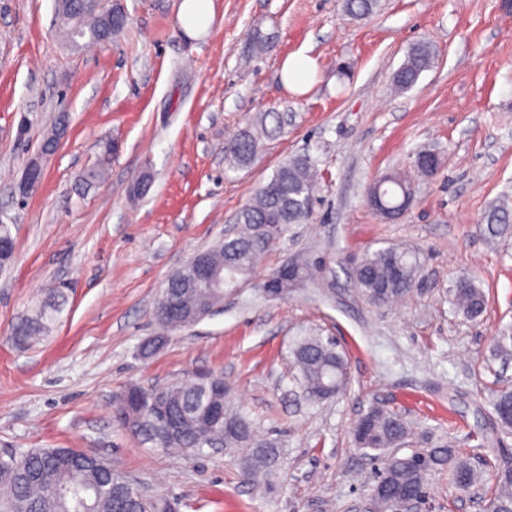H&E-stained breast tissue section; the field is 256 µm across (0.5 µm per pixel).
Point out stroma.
Returning <instances> with one entry per match:
<instances>
[{
    "label": "stroma",
    "mask_w": 512,
    "mask_h": 512,
    "mask_svg": "<svg viewBox=\"0 0 512 512\" xmlns=\"http://www.w3.org/2000/svg\"><path fill=\"white\" fill-rule=\"evenodd\" d=\"M182 0H124V31L71 49L55 0H0V222L14 255L0 268V451L80 448L106 456L145 494L179 512H368L375 471L351 426L378 402L400 410L411 434L400 454L440 444L476 468L512 465V433H493L492 395L512 388V362L490 353L512 327V230L482 218L512 190V0H379L358 20L343 0H212L195 33ZM262 35V48L252 38ZM435 53L410 90L392 77L415 43ZM315 59L317 80L288 91L286 57ZM266 112L280 113L246 167L224 145ZM66 120L42 183L21 196L25 168ZM117 143L105 180H80L102 142ZM419 149L441 166L414 183V201L387 220L368 189L407 169ZM316 163L311 223L295 225L222 310L158 335L154 305L168 276L223 238L231 216L288 157ZM152 184L131 188L142 175ZM393 246L420 256L418 293L376 306L353 273L365 253ZM318 275L287 296L262 288L298 258ZM474 279L487 298L478 319L450 291ZM70 286L59 323L39 342L11 331L50 282ZM336 337L350 385L312 405L295 380L293 337ZM215 372L232 405L279 438L283 455L264 481L240 475V452L195 457L143 446L112 419L129 385L148 388ZM490 483L428 479L427 512H488Z\"/></svg>",
    "instance_id": "1"
}]
</instances>
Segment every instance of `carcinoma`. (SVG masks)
<instances>
[{"mask_svg":"<svg viewBox=\"0 0 512 512\" xmlns=\"http://www.w3.org/2000/svg\"><path fill=\"white\" fill-rule=\"evenodd\" d=\"M377 0H344L346 12L354 18L371 15ZM109 5L95 0H58L56 11L63 25V37L72 47L80 41L99 42L100 32L106 37L119 34L127 20L119 14L109 15ZM434 54L426 44L412 46L396 71V89L408 90L433 62ZM280 128L275 112L261 115L256 123L243 129L224 145L226 160L238 166L249 165L259 153L263 138L271 131L267 120ZM109 162L97 161L82 175L92 184L102 180ZM381 194L393 202L411 187L408 176L400 171L380 177ZM317 186L315 163L308 155H297L282 163L273 176L261 185L251 200L236 214L238 231L206 249L212 263L224 269V285L242 284L249 280L257 259L271 251L293 224H307L313 216ZM484 222L511 224L512 209L506 203L489 209ZM420 259L412 251L395 247L368 253L355 270V282L374 304H387L410 295L416 288ZM293 271L276 269L265 287L276 291L284 288ZM69 287L58 284L46 289L30 312L12 329L13 339L28 345L51 331L67 300ZM178 310L196 314L215 311L224 304L222 288H182L177 295ZM453 305L469 319L480 317L486 308L483 289L469 281L465 288L452 289ZM297 370L300 388L309 402H324L321 394L332 390L331 397L345 394L348 384V359L336 341L324 336H300L289 349ZM203 381L197 375L171 385L143 388L127 387L114 403L112 417L124 430L144 443L163 450L194 454L209 444L225 448H245L240 470L247 481L260 472L271 470L278 458L282 442L257 433L252 422L238 410L228 406L224 396L212 392L211 385L224 379L208 374ZM512 398V391L502 389L493 394V411L504 427L512 419L502 416L501 409ZM354 442L361 449L378 452L381 467L375 475L373 489L381 491L375 500L380 512H389L390 503L403 496L423 497L427 494L428 477L437 469L451 472L459 488L476 484L481 475L456 451L440 445L428 451H414L397 456L388 450L397 448L410 435L407 422L396 411L378 403L371 405L351 429ZM493 482L489 499L491 512H512V470L488 466ZM0 512H167L170 501L153 497L140 503L128 497L121 475L104 468L99 454L75 448H30L0 455Z\"/></svg>","mask_w":512,"mask_h":512,"instance_id":"cac0c4a2","label":"carcinoma"}]
</instances>
